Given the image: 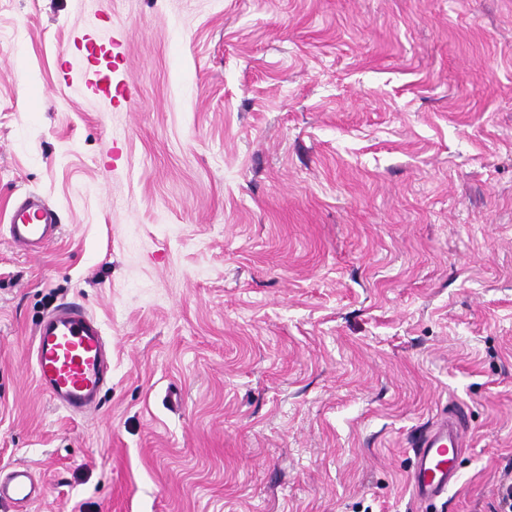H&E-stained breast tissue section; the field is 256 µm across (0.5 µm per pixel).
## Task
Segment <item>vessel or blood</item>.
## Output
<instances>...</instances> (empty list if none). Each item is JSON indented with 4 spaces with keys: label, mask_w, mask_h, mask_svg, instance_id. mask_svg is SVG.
<instances>
[{
    "label": "vessel or blood",
    "mask_w": 512,
    "mask_h": 512,
    "mask_svg": "<svg viewBox=\"0 0 512 512\" xmlns=\"http://www.w3.org/2000/svg\"><path fill=\"white\" fill-rule=\"evenodd\" d=\"M59 231L57 213L46 204L26 200L11 214L9 239L28 253L43 250ZM109 369L103 328L80 304H62L39 323L34 375L59 407L71 413L96 409ZM412 448L411 481L423 501H434L458 478L462 451L459 422L445 419L434 424L415 439ZM44 494L43 484L27 466L11 467L0 477V501L10 502L22 512Z\"/></svg>",
    "instance_id": "b4317fda"
}]
</instances>
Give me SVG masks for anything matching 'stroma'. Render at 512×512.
Returning <instances> with one entry per match:
<instances>
[{
	"instance_id": "35a3bbf8",
	"label": "stroma",
	"mask_w": 512,
	"mask_h": 512,
	"mask_svg": "<svg viewBox=\"0 0 512 512\" xmlns=\"http://www.w3.org/2000/svg\"><path fill=\"white\" fill-rule=\"evenodd\" d=\"M127 34L134 101L109 73ZM96 47L87 57L76 36ZM58 236L8 239L14 203ZM78 301L112 377L58 408ZM462 422L433 507L413 440ZM29 512H495L512 480V0H0V468ZM57 212L45 203L25 200L17 205L9 224V239L27 253H38L59 234ZM109 369L103 328L80 304H62L39 323L34 375L59 407L70 413L96 409ZM2 473L5 475L2 478ZM45 494L43 484L39 483L33 471L24 465L11 467L8 471H0V501H8L27 512L26 508L41 499Z\"/></svg>"
}]
</instances>
